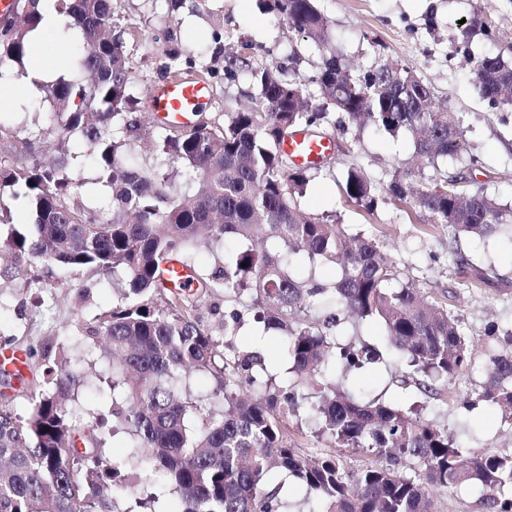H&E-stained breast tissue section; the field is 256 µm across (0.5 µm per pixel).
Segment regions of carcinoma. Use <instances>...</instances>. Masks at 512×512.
<instances>
[{
    "label": "carcinoma",
    "mask_w": 512,
    "mask_h": 512,
    "mask_svg": "<svg viewBox=\"0 0 512 512\" xmlns=\"http://www.w3.org/2000/svg\"><path fill=\"white\" fill-rule=\"evenodd\" d=\"M13 22L0 31V79L23 74L28 36L43 21L40 0H19ZM315 48L320 61L295 79L259 61L245 43L224 57V75L248 78L258 102L224 113L194 134L170 128L157 139L154 158L127 164L142 128L130 93L126 30L113 25L112 0H55L76 38L68 68L46 83L51 103L46 128L18 142L0 123V182L32 207L30 227H8L0 249L19 272L40 266L81 269L103 282L120 280L112 311L85 327V337L112 363V411L89 423L72 420L65 370L42 372L54 392L29 391L25 413L18 396L0 393V512H152L158 495L135 492L132 471L154 469L179 495L180 512H288L279 472L314 495L319 512H430L427 487L474 485L487 512H512V453L457 443L422 408H402L376 395L355 398L349 376L384 361V349L402 354L408 374L426 396L472 367L459 319L436 298L413 288H391L394 266L378 243L345 234L330 215L300 209L322 167H299L283 152L290 131L318 134L369 126L377 134L403 132L416 157L435 168L465 151L464 131L438 103L414 66L384 59L368 68L349 64L331 44L329 21L317 0H260ZM166 74L197 71L196 57L166 50ZM472 83L492 106L512 104V63L499 54L471 61ZM47 137L57 154L43 153ZM105 209L75 201L84 186L83 144ZM195 183L172 191L169 165ZM339 187L372 212L376 187L358 166ZM387 194L427 212L451 238L508 233L512 209L479 191L466 192L453 176L438 180L403 169ZM272 241L261 253L250 243ZM203 246L224 250L211 269L195 263ZM334 263L331 282L303 275L296 262ZM177 259L195 272L191 294L169 289L162 264ZM224 292L230 310L219 338L200 315L202 303ZM281 338L294 378L276 380L257 351L240 349L235 335L244 315ZM348 319L378 322L385 348L337 340ZM505 346L490 350L487 380L477 401L512 425V328ZM68 359L65 343L28 349L27 371L52 353ZM191 371L215 381L204 402L184 385ZM306 417L336 451L304 455L288 438L289 419ZM128 434L129 451L106 464L107 423ZM367 457L355 468L348 453Z\"/></svg>",
    "instance_id": "cac0c4a2"
}]
</instances>
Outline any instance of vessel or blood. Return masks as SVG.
I'll return each instance as SVG.
<instances>
[{"instance_id": "b4317fda", "label": "vessel or blood", "mask_w": 512, "mask_h": 512, "mask_svg": "<svg viewBox=\"0 0 512 512\" xmlns=\"http://www.w3.org/2000/svg\"><path fill=\"white\" fill-rule=\"evenodd\" d=\"M209 98V85L199 77L182 75L158 85L150 99V107L160 123L190 125ZM332 140L313 138L297 132L286 137L283 150L295 162L309 165L322 161L333 150Z\"/></svg>"}]
</instances>
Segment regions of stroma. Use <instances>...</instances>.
<instances>
[{
	"label": "stroma",
	"mask_w": 512,
	"mask_h": 512,
	"mask_svg": "<svg viewBox=\"0 0 512 512\" xmlns=\"http://www.w3.org/2000/svg\"><path fill=\"white\" fill-rule=\"evenodd\" d=\"M318 5L329 20L337 50L351 62L367 67L392 58L416 67L465 130L466 157L442 164L440 170L450 176L466 173L470 188L512 207V106L484 102L471 85L467 64L468 59L489 53L512 58V0H318ZM112 8L116 25L136 32L128 44L132 92L142 97L162 82L164 51L170 43H179L185 53L203 57L215 72L203 111L213 121L248 103L253 94L245 78L225 79L224 59L213 55L214 45L230 52L247 42L255 46L261 62L288 69L301 42L296 31L263 13L258 0H182L175 13L168 12L165 0H112ZM46 110L37 82L0 109V121L24 138L45 124ZM334 139V171L309 183L301 207L333 216L349 233L375 239L396 266L401 282L443 298L476 352L473 368L435 398L424 396L414 385H402L395 359L356 373L350 392L357 396L366 390H386L387 400L402 407L423 405L427 418L468 447L512 452V427L484 408L469 410L462 404L464 396L486 380L485 353L492 343L488 327L512 326V246L496 236L481 241L466 235L450 237L424 213L384 196L371 213L346 202L338 181L351 164L385 183L409 161L414 148L406 134H377L369 128L338 133ZM462 256L487 271L490 283L464 286L457 269ZM60 284L67 285L68 297L57 306L51 295ZM114 300L112 285L76 271L36 284L26 276L0 278V337L20 352L65 342L71 353L69 368L76 376L75 408L85 417L112 406L111 365L87 351L83 328L108 314Z\"/></svg>",
	"instance_id": "35a3bbf8"
}]
</instances>
